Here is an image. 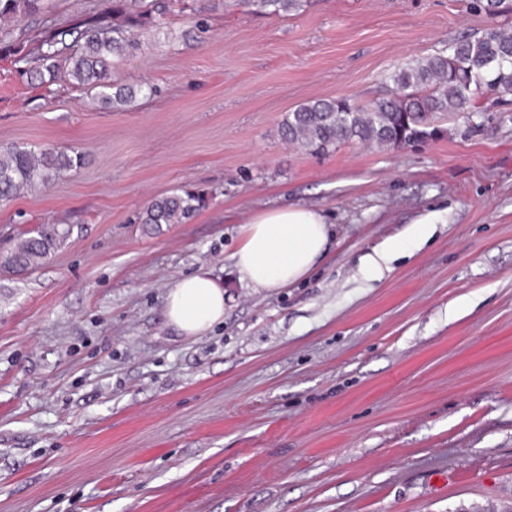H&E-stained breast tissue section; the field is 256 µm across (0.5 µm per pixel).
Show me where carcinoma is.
Listing matches in <instances>:
<instances>
[{
	"mask_svg": "<svg viewBox=\"0 0 512 512\" xmlns=\"http://www.w3.org/2000/svg\"><path fill=\"white\" fill-rule=\"evenodd\" d=\"M41 0H0V38L10 34L9 23L40 10ZM258 10L288 13L302 0H247ZM477 7L492 17L512 14V0H476ZM133 20L115 24L108 16H96L70 27L43 28L17 62L37 75L54 77L59 64L68 63L73 83L96 91L106 108L119 109L136 92H153L145 84L134 90L112 81L108 59L130 55L139 42L130 31ZM76 35L77 43H66ZM396 92L373 105L362 106L348 97L305 103L281 127L288 141L309 151L328 153L347 142H359L396 150L430 135L428 127L438 113L464 112L470 102L485 94L512 92V31L493 26L482 36L462 38L450 52L421 57L405 64L393 76ZM81 162L77 152L50 146L11 144L0 147V201L7 202L24 189L47 186ZM207 204L204 194L185 191L152 201L141 223L159 228L182 224ZM72 233L68 224H40L25 233L4 259L18 271L43 264L51 252Z\"/></svg>",
	"mask_w": 512,
	"mask_h": 512,
	"instance_id": "carcinoma-1",
	"label": "carcinoma"
}]
</instances>
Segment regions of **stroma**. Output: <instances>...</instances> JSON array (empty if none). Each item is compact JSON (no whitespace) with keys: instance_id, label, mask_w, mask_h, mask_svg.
<instances>
[{"instance_id":"obj_1","label":"stroma","mask_w":512,"mask_h":512,"mask_svg":"<svg viewBox=\"0 0 512 512\" xmlns=\"http://www.w3.org/2000/svg\"><path fill=\"white\" fill-rule=\"evenodd\" d=\"M122 3L41 0L0 42V146L83 156L0 204V254L36 225L72 227L38 269L0 266V512L512 502V94L395 151L313 154L281 134L302 103L388 98L399 67L495 18L470 0H168L113 72L154 94L113 111L22 73L15 52L43 26ZM181 190L210 202L146 232L144 208ZM287 204L325 214L328 251L289 288L240 284L241 224ZM376 252L377 274L362 262ZM202 266L224 320L186 337L165 296Z\"/></svg>"}]
</instances>
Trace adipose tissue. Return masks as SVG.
<instances>
[{"instance_id": "ef3b65f1", "label": "adipose tissue", "mask_w": 512, "mask_h": 512, "mask_svg": "<svg viewBox=\"0 0 512 512\" xmlns=\"http://www.w3.org/2000/svg\"><path fill=\"white\" fill-rule=\"evenodd\" d=\"M330 231L322 211L284 205L255 214L241 226L233 254L238 281L269 291L307 276L326 253ZM165 315L181 335L205 334L224 319V286L206 268L180 279L167 293Z\"/></svg>"}]
</instances>
